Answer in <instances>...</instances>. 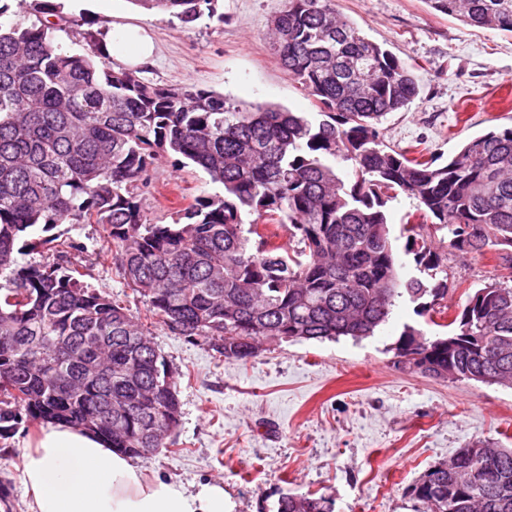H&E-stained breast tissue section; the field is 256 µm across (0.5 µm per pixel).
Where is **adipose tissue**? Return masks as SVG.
Returning <instances> with one entry per match:
<instances>
[{
  "label": "adipose tissue",
  "mask_w": 512,
  "mask_h": 512,
  "mask_svg": "<svg viewBox=\"0 0 512 512\" xmlns=\"http://www.w3.org/2000/svg\"><path fill=\"white\" fill-rule=\"evenodd\" d=\"M107 49L124 66L151 64L154 46L137 26L113 28ZM29 512H225L224 486L189 492L181 484L146 476L97 436L48 423L22 455Z\"/></svg>",
  "instance_id": "obj_1"
}]
</instances>
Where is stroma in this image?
<instances>
[{
  "mask_svg": "<svg viewBox=\"0 0 512 512\" xmlns=\"http://www.w3.org/2000/svg\"><path fill=\"white\" fill-rule=\"evenodd\" d=\"M283 6L220 0L216 17L187 25L131 0H104L95 12H67L55 38L74 51L83 31L137 25L156 47L142 70L154 84L312 112L314 98L270 48L269 28ZM336 8L407 64L420 86L418 98L380 124L386 143L446 156L468 137L512 125V35L467 25L428 0H336ZM214 190L201 169L171 156L151 170L144 207L150 219L169 223ZM60 230L80 244L74 257L91 268L92 286L148 327L175 373L181 419L169 449L134 460L150 473L191 491L222 481L233 512H275L288 492L332 498L335 512H420L412 488L430 467L478 440L512 447L511 389L436 379L396 363L391 347L404 324L437 330L411 302L399 303L372 337L267 345L246 363L231 362L156 322L107 259L101 225ZM444 268V323L468 292L502 274L491 253L452 250ZM29 437L21 428L0 438V512H27Z\"/></svg>",
  "mask_w": 512,
  "mask_h": 512,
  "instance_id": "1",
  "label": "stroma"
}]
</instances>
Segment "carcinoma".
<instances>
[{"instance_id": "cac0c4a2", "label": "carcinoma", "mask_w": 512, "mask_h": 512, "mask_svg": "<svg viewBox=\"0 0 512 512\" xmlns=\"http://www.w3.org/2000/svg\"><path fill=\"white\" fill-rule=\"evenodd\" d=\"M476 27L512 34V0H428ZM191 24L217 0H133ZM0 5V436L65 423L141 457L168 449L180 420L174 374L152 334L101 295L50 231L99 224L112 264L158 323L245 363L265 344L362 340L397 301L441 314L438 233L512 271V126L467 139L448 159L395 150L377 124L419 95L407 65L336 11L285 0L271 27L282 64L318 117L245 109L212 91L166 88L112 65L103 33L80 52L56 42L57 9L39 0L29 28ZM200 167L217 188L171 223L147 218L143 188L160 154ZM403 195L419 223L402 235L419 277L405 279L388 228ZM257 215L265 221H245ZM275 231H270V227ZM285 229L293 247L274 241ZM47 248L52 262L21 264ZM446 335L404 325L398 363L435 377L512 389V274L468 295ZM73 361L61 365L57 353ZM422 355L413 361V355ZM426 512H512V448L485 441L431 467L412 488ZM277 512H334L286 493Z\"/></svg>"}]
</instances>
